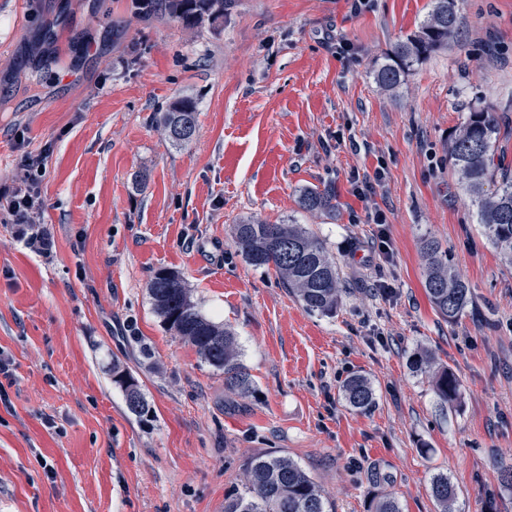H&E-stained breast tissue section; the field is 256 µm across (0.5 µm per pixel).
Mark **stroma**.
I'll use <instances>...</instances> for the list:
<instances>
[{"label": "stroma", "mask_w": 512, "mask_h": 512, "mask_svg": "<svg viewBox=\"0 0 512 512\" xmlns=\"http://www.w3.org/2000/svg\"><path fill=\"white\" fill-rule=\"evenodd\" d=\"M370 3L233 0L186 29L133 18L129 0H0V350L13 359L0 512H224L248 459L271 451L335 512H372L387 494L402 512H438V473L454 512H512L499 481L512 465V265L448 166V138L479 98L507 107L512 163V0H456L464 23L447 50L394 94L373 71L430 0ZM183 96L198 122L180 146L157 117ZM29 158L43 161L41 208L17 224L7 205ZM377 170L383 225L351 184ZM324 186L332 219L298 204ZM248 216L326 242L345 286L335 315L307 312L274 269L245 262L231 226ZM428 237L470 289L451 323L425 291ZM162 268L235 331L252 394L225 393L155 313L147 285ZM424 351L459 379L454 406L414 370ZM116 359L151 421L128 413ZM354 374L375 392L365 413L343 396ZM431 492L440 512H452L451 506L456 492L454 486L448 481V475L435 476L432 480Z\"/></svg>", "instance_id": "35a3bbf8"}]
</instances>
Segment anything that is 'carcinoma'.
<instances>
[{
	"label": "carcinoma",
	"mask_w": 512,
	"mask_h": 512,
	"mask_svg": "<svg viewBox=\"0 0 512 512\" xmlns=\"http://www.w3.org/2000/svg\"><path fill=\"white\" fill-rule=\"evenodd\" d=\"M131 11L148 20L169 18L187 29L224 16L232 0H131ZM456 0H432L428 15L413 33L395 44L375 69V78L387 91H396L414 66L448 45L462 25ZM469 115L450 136L448 164L468 195L477 223L489 242L512 265V167L496 155L502 115L482 101L472 103ZM197 127V103L190 97L174 101L161 113L159 125L177 145L191 142L178 134L184 125ZM299 205L310 213L336 215V194L331 188H307ZM232 237L243 259L254 267H273L284 287L310 312L331 314L343 292L336 259L324 241L301 224H268L242 221L232 225ZM428 258L425 289L435 311L454 320L470 302L466 282L448 265L447 255L433 238L423 240ZM154 311L167 327L193 346L201 360L224 374V389L247 394L251 375L240 358L234 334L205 317L191 299L188 288L175 272L160 269L149 282ZM112 383L125 396L130 414L144 421L153 417L137 381L119 359L112 360ZM459 380L449 369L435 373L434 391L439 401L454 405ZM347 404L366 412L375 406L371 383L362 375L349 377L343 385ZM244 490L224 499V512H332L320 485L297 463L275 452L251 457L244 470ZM431 492L440 512H452L455 488L448 476L439 474Z\"/></svg>",
	"instance_id": "cac0c4a2"
}]
</instances>
